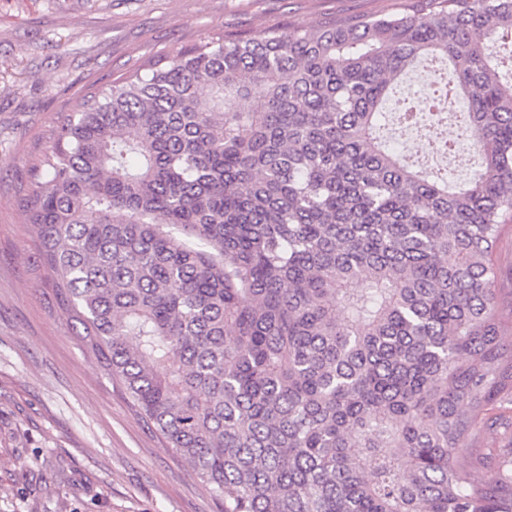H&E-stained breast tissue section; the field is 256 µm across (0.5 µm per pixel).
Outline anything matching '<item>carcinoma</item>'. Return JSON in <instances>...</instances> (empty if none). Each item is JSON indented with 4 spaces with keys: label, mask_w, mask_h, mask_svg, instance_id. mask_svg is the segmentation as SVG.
<instances>
[{
    "label": "carcinoma",
    "mask_w": 512,
    "mask_h": 512,
    "mask_svg": "<svg viewBox=\"0 0 512 512\" xmlns=\"http://www.w3.org/2000/svg\"><path fill=\"white\" fill-rule=\"evenodd\" d=\"M424 60L463 186L380 135ZM41 164L59 307L224 512H512V0L214 34L90 92ZM498 280L495 288L512 290V227L500 240L497 251Z\"/></svg>",
    "instance_id": "obj_1"
}]
</instances>
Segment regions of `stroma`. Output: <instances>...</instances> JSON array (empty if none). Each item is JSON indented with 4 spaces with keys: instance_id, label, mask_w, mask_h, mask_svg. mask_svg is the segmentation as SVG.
Returning <instances> with one entry per match:
<instances>
[{
    "instance_id": "stroma-1",
    "label": "stroma",
    "mask_w": 512,
    "mask_h": 512,
    "mask_svg": "<svg viewBox=\"0 0 512 512\" xmlns=\"http://www.w3.org/2000/svg\"><path fill=\"white\" fill-rule=\"evenodd\" d=\"M405 0H0V512H221L59 309L23 199L57 118L216 32L307 28Z\"/></svg>"
}]
</instances>
